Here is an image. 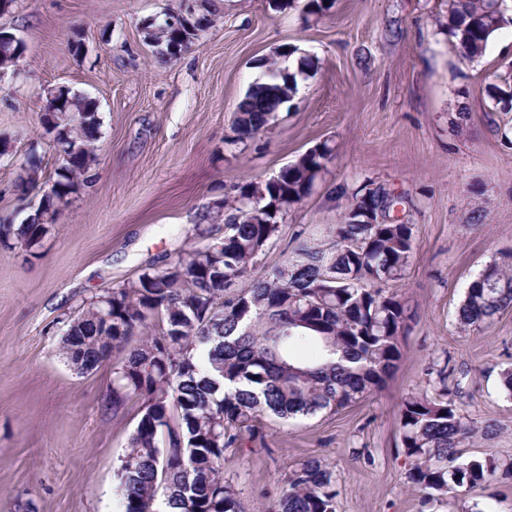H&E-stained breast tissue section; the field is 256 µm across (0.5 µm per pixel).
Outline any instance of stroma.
I'll return each instance as SVG.
<instances>
[{
  "mask_svg": "<svg viewBox=\"0 0 512 512\" xmlns=\"http://www.w3.org/2000/svg\"><path fill=\"white\" fill-rule=\"evenodd\" d=\"M271 2L204 0L211 26L172 59L146 32L183 0H15L0 15L25 43L0 77V220L33 212L15 191L27 157L47 174L56 166L40 125L48 90L87 95L101 120L94 182L34 250L0 245V512H121L117 471L137 411L113 418L109 367L69 369L64 317L202 247L203 217L225 185L270 176L323 142L335 157L289 211L266 267L291 254L296 236L320 239L338 222L329 186L394 189L407 196L400 218L415 235L396 289L417 322L384 390L335 415L273 425L270 450L227 454L225 480L250 504L317 458L334 476L336 512H512V480L422 504L397 422L402 398L437 397L436 371L450 365L461 413L497 426L465 456L512 461V399L500 385L512 368V310L479 333L458 323L469 282L512 250V112L503 134L481 120L512 41L494 36L481 57L463 58L442 26L448 0H333L318 18ZM286 45L309 62L294 100L263 134L229 145L237 103ZM459 112L472 119L455 129Z\"/></svg>",
  "mask_w": 512,
  "mask_h": 512,
  "instance_id": "obj_1",
  "label": "stroma"
}]
</instances>
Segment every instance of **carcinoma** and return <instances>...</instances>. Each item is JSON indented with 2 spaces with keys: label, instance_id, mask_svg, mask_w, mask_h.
I'll return each mask as SVG.
<instances>
[{
  "label": "carcinoma",
  "instance_id": "cac0c4a2",
  "mask_svg": "<svg viewBox=\"0 0 512 512\" xmlns=\"http://www.w3.org/2000/svg\"><path fill=\"white\" fill-rule=\"evenodd\" d=\"M492 0H448V40L463 56L485 52L491 35L504 27ZM182 31L157 36L159 55H168ZM22 43H0V61L20 58ZM491 99L512 111L501 93L512 90V65L498 74ZM296 77L278 66L251 84L236 106L234 137L248 142L263 132L285 99H294ZM57 99L79 114L51 113L54 129L73 140L78 152L58 162L49 177L52 193L40 198L44 220L0 222V239L30 248L56 222L80 188L93 181L94 142L99 118L86 97L61 91ZM304 154L271 182L258 177L231 186L224 198V223L208 242L178 254L133 281L112 287V320L100 317L92 300L82 308L73 340L61 342L67 361L97 362L112 350V413L139 404L137 425L118 469L123 512H157L158 495L180 512H247L235 486L224 480L227 452L271 448L270 424L319 413L336 414L383 389L404 358L416 321L406 300L390 286L403 280L413 256V225L394 218L371 224L381 199L344 184L328 195L347 199L325 245L300 242L293 256L271 270L262 264L288 211L308 198L333 148ZM41 168L28 161L18 190L43 189ZM257 199L253 221L235 220L245 196ZM512 309V259L505 253L473 279L459 308L460 326L479 332ZM444 397L411 394L401 400V451L411 461L408 483L436 494L488 485L498 478L492 459L463 458L462 448L495 424L481 426L459 411L448 386V366L437 369ZM263 512H335L332 473L316 459L289 469L287 487L261 492Z\"/></svg>",
  "mask_w": 512,
  "mask_h": 512
}]
</instances>
